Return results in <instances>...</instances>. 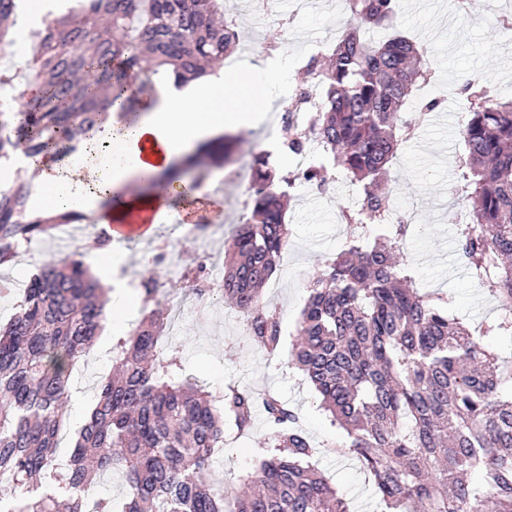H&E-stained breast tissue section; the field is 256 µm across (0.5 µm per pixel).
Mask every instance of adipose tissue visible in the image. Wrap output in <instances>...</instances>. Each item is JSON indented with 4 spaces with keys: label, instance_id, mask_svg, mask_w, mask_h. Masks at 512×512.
<instances>
[{
    "label": "adipose tissue",
    "instance_id": "adipose-tissue-1",
    "mask_svg": "<svg viewBox=\"0 0 512 512\" xmlns=\"http://www.w3.org/2000/svg\"><path fill=\"white\" fill-rule=\"evenodd\" d=\"M287 77V63L269 59L239 71L221 70L180 89L168 87L158 103L143 105L136 119L112 107L69 162L41 154L24 158L23 169L38 172L42 202L82 212L101 225L166 207L165 191L132 195L128 186L143 185L224 132L258 127Z\"/></svg>",
    "mask_w": 512,
    "mask_h": 512
}]
</instances>
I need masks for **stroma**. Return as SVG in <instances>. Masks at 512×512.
<instances>
[{
  "label": "stroma",
  "instance_id": "stroma-1",
  "mask_svg": "<svg viewBox=\"0 0 512 512\" xmlns=\"http://www.w3.org/2000/svg\"><path fill=\"white\" fill-rule=\"evenodd\" d=\"M308 11L292 15V0H274L273 13L263 18L243 0H228L227 14L237 24L243 45L233 54L246 61L265 52L284 59L292 74H299L309 59V48L325 36L339 15L342 0H309ZM507 8V0H467L457 10L456 0H398V18L394 28L376 30L385 39L400 34L427 48L428 65L434 68L436 84H457L461 74L485 78L497 85L512 84V29L499 25L497 17ZM440 111H452L445 126L424 122L417 135L403 143L397 158L389 164L386 187L389 204L396 215L411 217L412 223L400 245V255L411 268L420 291L448 299V313L460 318L470 330L494 321L503 312L499 299L472 277L455 250L458 219L463 193L461 180V117L466 112L462 95L442 99ZM219 202H205L196 217L200 227H210L212 246L227 247L235 223L247 213L244 199L249 191L236 181L221 182ZM285 222L290 229L288 250L272 276L273 288L265 289L262 300L282 315L284 343H291L295 323L308 296L307 284L323 261L340 252L345 242L340 235L337 215L353 206L357 188L346 177L337 178L330 198L315 190H291ZM179 203H170L156 238L173 240L169 255L180 272L161 275L159 298H181L188 276L203 253L199 240L185 236L184 225L175 221ZM68 236L69 251L86 252L85 238L73 235L72 227L62 224L51 233L39 236L34 254L19 253L9 264L0 266V277L22 279L35 268L58 263L59 236ZM112 339H98L96 358L79 370L85 387L79 406L70 407L68 433H75L86 411L93 405V382L112 369ZM160 353H171L181 362L183 377L212 395H219L228 383H236L261 392L273 390L301 414V422L310 435L323 444V454L313 465L350 505L351 512H379L372 478L355 456L338 448L341 429L333 425L319 406L313 389L302 374L285 360H268L245 334L244 317L224 301H212L202 318L185 320L177 333L163 337ZM270 437L263 411H256L251 430L239 434L234 425L224 427V449L216 454L205 480L214 486L238 490L254 475L260 450Z\"/></svg>",
  "mask_w": 512,
  "mask_h": 512
}]
</instances>
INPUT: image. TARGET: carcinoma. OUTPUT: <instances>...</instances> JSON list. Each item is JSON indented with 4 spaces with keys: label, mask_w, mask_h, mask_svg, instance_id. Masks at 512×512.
Returning a JSON list of instances; mask_svg holds the SVG:
<instances>
[{
    "label": "carcinoma",
    "mask_w": 512,
    "mask_h": 512,
    "mask_svg": "<svg viewBox=\"0 0 512 512\" xmlns=\"http://www.w3.org/2000/svg\"><path fill=\"white\" fill-rule=\"evenodd\" d=\"M344 2L348 33L327 65L306 64L315 81L297 84L288 101L297 111L307 102L303 88L313 86L314 110L305 129L288 130L286 154L316 141L322 162L308 171L311 181L321 187L344 173L362 192L342 210L347 249L309 281L288 363L345 431L343 447L371 476L382 512H512V353L503 357L484 341L512 336V315L476 335L448 316L447 301L415 288L397 260L406 224L391 222L379 183L413 126L402 113L416 81L427 79L425 52L401 35L361 36L363 27L392 24L396 0ZM223 8L221 0H85L53 15L33 32L25 76L0 72V158L19 147L28 156H66L114 104L134 117L159 83L215 73L240 44L235 23L217 20ZM18 16L19 0H0V45L15 43ZM460 93L470 204L457 252L512 307V93L493 98L477 77L464 78ZM251 169L252 200L225 251L219 294L273 360L283 326L262 303V288L288 244L281 185L295 175H279L263 151L251 156ZM31 196L20 175L0 191V265L22 241L82 219L75 211L38 215ZM369 224L388 229L369 235ZM143 283L146 314L112 346L113 373L99 382L63 465L56 452L72 374L108 323L103 288L81 258L45 266L29 278L20 310L0 324V476L20 488L17 512H114L112 501L89 496L107 470L125 476L122 512H350L313 468L320 448L298 412L274 392L262 397L272 433L249 486L229 495L201 479L224 445V417L247 431L256 396L229 385L217 407L195 383L175 380L180 365L157 354L169 319L156 301L161 283L153 271Z\"/></svg>",
    "instance_id": "cac0c4a2"
}]
</instances>
